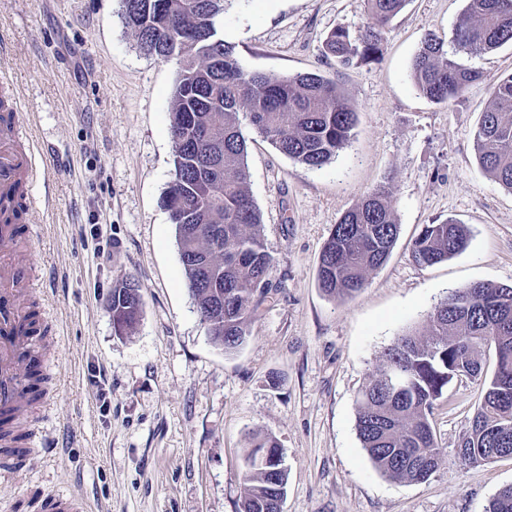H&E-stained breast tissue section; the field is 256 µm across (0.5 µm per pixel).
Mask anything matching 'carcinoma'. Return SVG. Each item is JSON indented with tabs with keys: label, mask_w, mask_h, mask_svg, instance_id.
<instances>
[{
	"label": "carcinoma",
	"mask_w": 512,
	"mask_h": 512,
	"mask_svg": "<svg viewBox=\"0 0 512 512\" xmlns=\"http://www.w3.org/2000/svg\"><path fill=\"white\" fill-rule=\"evenodd\" d=\"M232 0H121V19L148 56L174 60L179 78L172 102L175 145L166 194L184 219L175 224L185 284L209 337L226 353L250 335L252 315L271 290L272 257L261 216L248 189L244 127L285 156L310 167L330 162L347 145L357 124L354 105L336 81L318 73L276 77L244 71L235 46L219 38L217 18ZM369 22L355 37L336 28L323 42V56L346 66L383 54L384 32L409 0H365ZM450 44L430 34L412 63L417 90L435 103L457 98L480 71L462 63L512 44V0H465ZM476 158L486 173L512 192V74L494 83L489 108L473 134ZM399 234L389 193L377 188L346 211L325 243L318 283L330 297L351 298L368 274L389 259ZM464 225L426 224L412 257L432 266L462 252ZM210 273L212 287L198 288ZM142 295L133 279L112 285V319L128 334L142 316ZM479 383L481 400L458 444L465 465L512 458V286L474 282L450 293L419 328L396 337L383 362L357 394V435L373 465L408 483L427 481L445 459L429 420L434 406L462 371ZM401 371L407 385L391 389L387 376ZM279 448L270 434H257L245 457L240 512H281L287 470L261 466L257 454ZM485 512H512V485L497 491Z\"/></svg>",
	"instance_id": "obj_1"
}]
</instances>
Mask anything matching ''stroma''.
<instances>
[{
  "label": "stroma",
  "instance_id": "1",
  "mask_svg": "<svg viewBox=\"0 0 512 512\" xmlns=\"http://www.w3.org/2000/svg\"><path fill=\"white\" fill-rule=\"evenodd\" d=\"M465 0H409L380 61L337 66L322 54L338 27L368 23L365 0H235L218 21L243 70L333 78L358 112L354 135L312 168L248 135L249 191L273 259V290L241 349L208 336L163 207L173 169L175 62L141 52L119 0H0V71L46 155L35 200L31 296L48 334L44 399L26 415L38 448L0 512H44L81 495L91 512H238L253 434H273L288 469L282 512H485L512 485V459L462 466L457 446L481 399L449 383L431 424L446 458L423 483L381 474L356 432L358 390L383 351L450 292L512 285V193L479 166L472 135L490 87L512 74V46L470 58L482 78L434 103L411 78L424 36L450 38ZM399 224L388 262L340 300L318 286L323 247L349 208L378 187ZM464 224L469 245L422 267L424 225ZM138 282L143 315L116 336L112 283ZM106 370L108 385L95 383Z\"/></svg>",
  "mask_w": 512,
  "mask_h": 512
}]
</instances>
